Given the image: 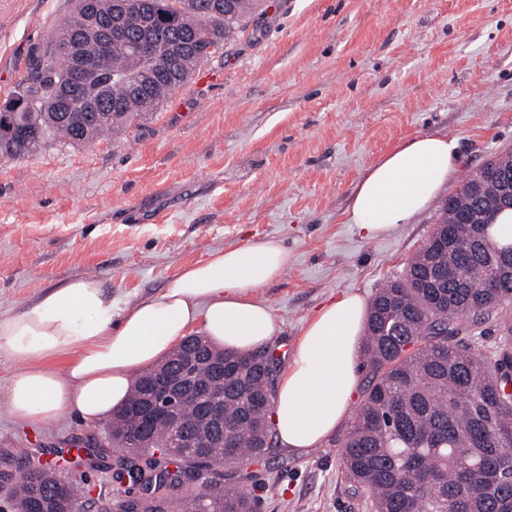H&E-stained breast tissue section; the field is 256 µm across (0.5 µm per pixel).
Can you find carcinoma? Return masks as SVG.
<instances>
[{
	"label": "carcinoma",
	"instance_id": "1",
	"mask_svg": "<svg viewBox=\"0 0 512 512\" xmlns=\"http://www.w3.org/2000/svg\"><path fill=\"white\" fill-rule=\"evenodd\" d=\"M261 0H126L122 22L149 23L154 13L163 21L150 30L162 53L151 67L163 75L152 91L133 88L131 81L146 68L127 40L103 44L90 33L79 44L97 83L92 99L98 117L86 120L80 104L68 98L70 57L62 54L67 30L80 28L86 0H74L60 24L59 35L30 63L27 77L10 95L35 100L38 108L0 112L12 126L0 143V154L21 157L38 151L53 136L70 144L92 142L120 131L167 102L196 69L244 31ZM508 179L465 175L453 196L486 209L491 216L512 209ZM492 224H462L444 209L427 242L411 257L405 274L377 290L368 308L363 340V366L369 381L350 430L339 443V464L358 505L371 512H512V245L501 246ZM487 323L499 336L489 344L479 328ZM190 349L224 361V377L209 366L197 368L196 380L224 391V437L228 460L258 456L276 437L271 418L279 359L262 350L239 354L220 350L201 336L186 340L172 354L167 371L175 373ZM158 367L144 371L127 401L112 415L109 445L123 454L114 470L121 476L139 433V409L148 400ZM184 422L199 432L198 405L180 404ZM160 457L145 463L146 474L170 478L206 467L221 455L219 448L188 444L173 447L167 421L149 429ZM81 487L58 485L44 465L18 480L11 500L16 512H75ZM171 496L139 500V512H256V503L240 491L224 492L220 482L174 506Z\"/></svg>",
	"mask_w": 512,
	"mask_h": 512
}]
</instances>
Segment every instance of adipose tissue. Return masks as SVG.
I'll use <instances>...</instances> for the list:
<instances>
[{"label": "adipose tissue", "instance_id": "adipose-tissue-1", "mask_svg": "<svg viewBox=\"0 0 512 512\" xmlns=\"http://www.w3.org/2000/svg\"><path fill=\"white\" fill-rule=\"evenodd\" d=\"M456 139L420 134L398 143L356 184L348 223L368 238L409 224L447 190L458 165ZM290 254L269 240L220 249L178 271L158 296L126 301L94 277L77 276L18 311L0 314V357L14 370L0 397L18 421L41 425L71 414L105 421L127 399L141 368L200 334L243 354L267 346L274 322L254 292L279 278ZM362 295L322 306L304 328L282 377L273 421L283 448L302 454L333 435L359 383L365 326ZM64 359V370L52 362Z\"/></svg>", "mask_w": 512, "mask_h": 512}]
</instances>
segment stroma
I'll return each instance as SVG.
<instances>
[{"instance_id":"obj_1","label":"stroma","mask_w":512,"mask_h":512,"mask_svg":"<svg viewBox=\"0 0 512 512\" xmlns=\"http://www.w3.org/2000/svg\"><path fill=\"white\" fill-rule=\"evenodd\" d=\"M71 10L70 0H0V101ZM421 133L458 139L452 192L512 150V0H265L244 33L125 132L0 156V311L78 275L103 279L120 309L212 251L274 239L291 262L256 296L272 311L269 346L289 364L323 304L372 297L427 241L444 200L374 239L345 214L367 168ZM360 400L320 447L277 445L200 469L178 497L218 479L254 497L257 512H358L336 441ZM107 428L75 415L25 425L0 398V474L49 463L90 484L77 512H123L115 449L86 446Z\"/></svg>"}]
</instances>
